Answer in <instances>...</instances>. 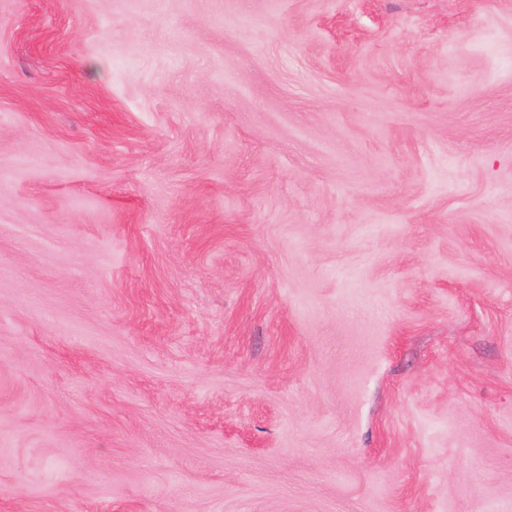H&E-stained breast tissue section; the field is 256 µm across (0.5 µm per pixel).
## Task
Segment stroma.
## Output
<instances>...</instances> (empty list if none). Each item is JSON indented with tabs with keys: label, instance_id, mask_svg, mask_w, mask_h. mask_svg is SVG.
I'll return each instance as SVG.
<instances>
[{
	"label": "stroma",
	"instance_id": "obj_1",
	"mask_svg": "<svg viewBox=\"0 0 512 512\" xmlns=\"http://www.w3.org/2000/svg\"><path fill=\"white\" fill-rule=\"evenodd\" d=\"M0 512H512V0H0Z\"/></svg>",
	"mask_w": 512,
	"mask_h": 512
}]
</instances>
